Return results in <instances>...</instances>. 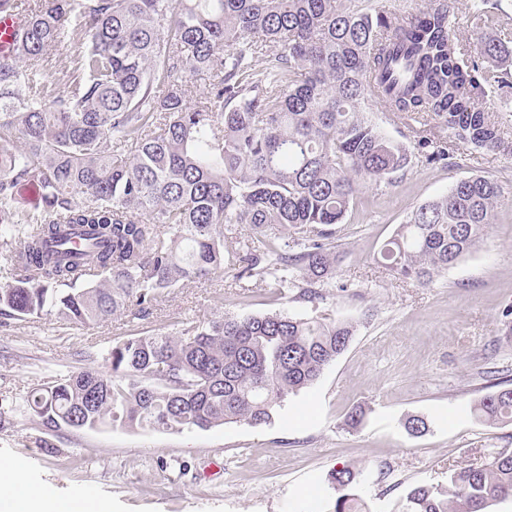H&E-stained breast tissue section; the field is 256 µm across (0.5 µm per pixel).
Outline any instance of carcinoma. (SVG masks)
Returning a JSON list of instances; mask_svg holds the SVG:
<instances>
[{"label":"carcinoma","instance_id":"1","mask_svg":"<svg viewBox=\"0 0 512 512\" xmlns=\"http://www.w3.org/2000/svg\"><path fill=\"white\" fill-rule=\"evenodd\" d=\"M27 20L0 56V254L14 280L0 315L90 326L148 315L181 281L224 263L236 279L268 276L277 297L321 296L336 225L364 183L392 182L412 163L367 116L375 98L410 121L417 155L456 144L512 152L480 103L511 89L492 64L512 47L486 38L471 55L441 5L397 15L364 0H24ZM72 72L49 85L60 45ZM208 87L188 103L190 77ZM452 142L420 136L427 121ZM501 187L479 175L419 206L380 251L421 286L457 264L494 223ZM247 224L258 245L236 235ZM353 326L282 313L224 311L179 335L117 338L104 366L33 388L47 429L121 423L166 430L270 423L348 347ZM512 425V387L473 407ZM413 436L429 431L406 418ZM359 471L331 473L334 512H364ZM512 499V453L419 485L403 512H493Z\"/></svg>","mask_w":512,"mask_h":512}]
</instances>
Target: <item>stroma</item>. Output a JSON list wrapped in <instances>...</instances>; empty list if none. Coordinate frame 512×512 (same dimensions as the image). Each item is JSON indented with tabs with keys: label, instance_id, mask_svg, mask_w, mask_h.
<instances>
[{
	"label": "stroma",
	"instance_id": "stroma-1",
	"mask_svg": "<svg viewBox=\"0 0 512 512\" xmlns=\"http://www.w3.org/2000/svg\"><path fill=\"white\" fill-rule=\"evenodd\" d=\"M467 49L494 37L512 46V6L474 19L473 0H441ZM482 175L503 190L498 219L479 247L425 287L383 268L380 250L421 204L457 180ZM335 271L322 298L296 288L273 301L269 279L235 290L225 266L207 282L173 288L143 319L80 327L53 317L0 325V459L22 455L34 485L65 498L91 494L112 512H332L336 469H359L355 489L370 512H400L410 487L447 485L448 471L512 451V425L477 420L471 407L496 384L512 385V153L469 150L447 163L416 164L393 182L358 192L336 227ZM350 323L347 349L320 379L288 396L271 423L183 431L106 425L46 430L25 399L39 384L101 361L114 339L177 333L217 306ZM366 411L351 428L352 409ZM422 415L430 432L410 436Z\"/></svg>",
	"mask_w": 512,
	"mask_h": 512
}]
</instances>
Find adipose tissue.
<instances>
[{
	"label": "adipose tissue",
	"instance_id": "obj_1",
	"mask_svg": "<svg viewBox=\"0 0 512 512\" xmlns=\"http://www.w3.org/2000/svg\"><path fill=\"white\" fill-rule=\"evenodd\" d=\"M27 469L23 457L0 462V512H82L54 489L34 486Z\"/></svg>",
	"mask_w": 512,
	"mask_h": 512
}]
</instances>
